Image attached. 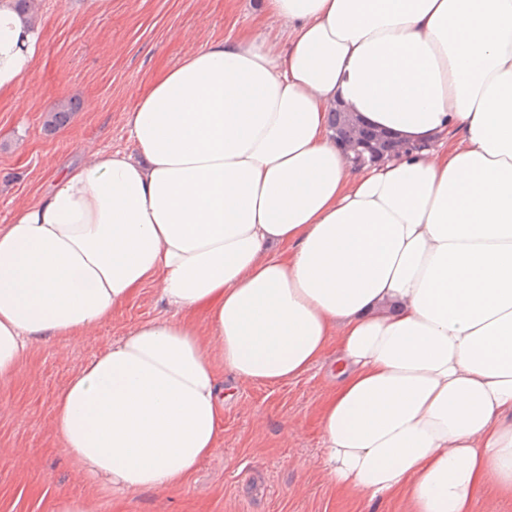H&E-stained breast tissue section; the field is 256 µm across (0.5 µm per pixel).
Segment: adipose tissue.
Listing matches in <instances>:
<instances>
[{"label":"adipose tissue","instance_id":"obj_1","mask_svg":"<svg viewBox=\"0 0 512 512\" xmlns=\"http://www.w3.org/2000/svg\"><path fill=\"white\" fill-rule=\"evenodd\" d=\"M138 96L102 151L0 225V379L157 286L56 398V429L122 494L181 485L224 431L222 371L327 359L320 463L408 512L512 501V0H264ZM42 32L0 0V97ZM343 105L409 151L356 167Z\"/></svg>","mask_w":512,"mask_h":512}]
</instances>
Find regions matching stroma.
Segmentation results:
<instances>
[{
	"instance_id": "obj_1",
	"label": "stroma",
	"mask_w": 512,
	"mask_h": 512,
	"mask_svg": "<svg viewBox=\"0 0 512 512\" xmlns=\"http://www.w3.org/2000/svg\"><path fill=\"white\" fill-rule=\"evenodd\" d=\"M259 0H38L43 51L17 98L0 102V225L46 190L52 174L99 151L132 150L136 93L231 27L251 26ZM78 105L50 132L46 112ZM155 286L84 336L37 344L0 380V512H406L341 493L318 465L328 368L267 385L224 377V434L181 486L119 494L86 475L55 431V400L72 373L130 328L162 316Z\"/></svg>"
}]
</instances>
